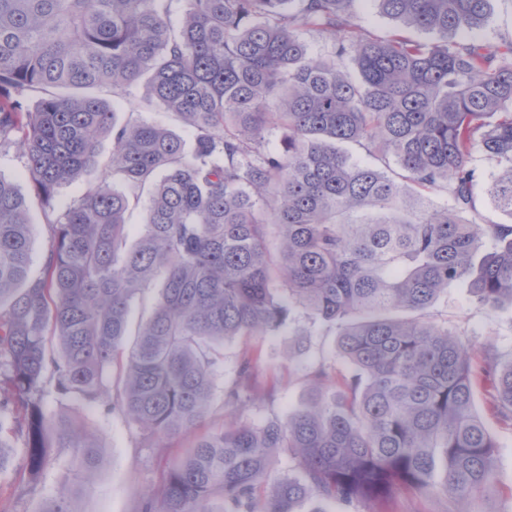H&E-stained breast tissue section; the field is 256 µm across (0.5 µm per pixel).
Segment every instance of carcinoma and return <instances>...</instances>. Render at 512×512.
Returning a JSON list of instances; mask_svg holds the SVG:
<instances>
[{
	"label": "carcinoma",
	"mask_w": 512,
	"mask_h": 512,
	"mask_svg": "<svg viewBox=\"0 0 512 512\" xmlns=\"http://www.w3.org/2000/svg\"><path fill=\"white\" fill-rule=\"evenodd\" d=\"M355 2L0 0V148L24 158L52 237L31 275L28 203L0 174V473L19 441L17 499L40 493L52 449L82 480L98 458L75 421L47 411L52 399L117 410L158 454L176 452L133 512H294L305 498L391 512L404 490L467 501L492 489L472 350L429 310L459 285L483 307L512 304V224L463 217L481 153L499 166L488 194L512 218V39L448 40L483 26L491 0H373L398 22L388 39L356 23ZM303 30L334 60L312 55ZM142 81L192 129L191 150L136 112L118 121L99 95ZM270 127L283 134L274 148ZM75 182L83 192L56 212ZM147 185L129 248L126 214ZM436 187L451 205L422 194ZM298 307L336 325L345 390L320 398V367L304 409L173 448L205 421L224 342L275 332ZM482 360L489 409L512 422V354L489 346ZM257 363L242 353L225 405L274 399ZM280 453L300 476H271ZM43 512H75L70 490Z\"/></svg>",
	"instance_id": "carcinoma-1"
}]
</instances>
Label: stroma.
Segmentation results:
<instances>
[{"label":"stroma","mask_w":512,"mask_h":512,"mask_svg":"<svg viewBox=\"0 0 512 512\" xmlns=\"http://www.w3.org/2000/svg\"><path fill=\"white\" fill-rule=\"evenodd\" d=\"M144 88H137L130 95L114 99L118 117L139 111L138 103ZM142 120L166 128L184 142H191L190 129L177 117L161 108L139 111ZM432 317L460 335L470 345L473 353H481L489 344L512 349V306L495 310L480 306L469 295L467 288L449 289L431 308ZM251 348L260 355L257 366L261 379L275 383L277 396L245 410L244 415L256 424L267 419L304 408L311 397L306 378L310 369L324 367L331 375L325 395L338 390L350 366L337 352L336 329L315 322L303 310H295L284 329L256 338H239L224 345V358L218 376L219 382L232 379L241 352ZM491 391L490 384L476 387L475 409L496 442V482L486 495L467 504L469 512H512V423L503 421L489 412L485 403ZM69 414L88 428L103 448V459L95 470L90 487L79 485L68 461L50 460L42 482L43 494L25 498L18 504V512H42L45 498L61 486L75 491L76 512H133L137 492L144 486L156 483L168 463L157 456L153 440L130 427L118 413L103 414L97 409L70 407Z\"/></svg>","instance_id":"1"}]
</instances>
